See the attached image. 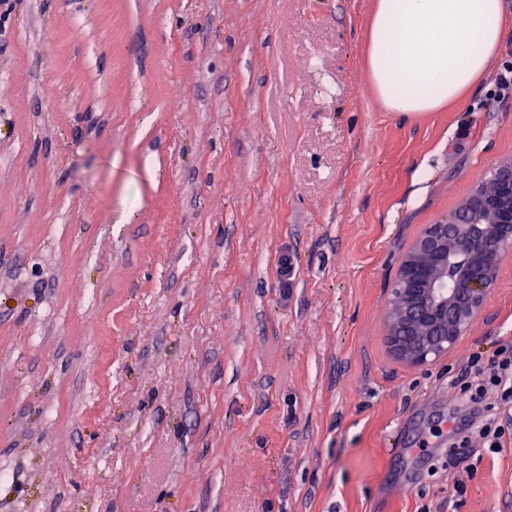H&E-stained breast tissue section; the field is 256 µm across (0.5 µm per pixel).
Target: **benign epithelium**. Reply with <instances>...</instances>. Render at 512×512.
<instances>
[{"instance_id":"benign-epithelium-1","label":"benign epithelium","mask_w":512,"mask_h":512,"mask_svg":"<svg viewBox=\"0 0 512 512\" xmlns=\"http://www.w3.org/2000/svg\"><path fill=\"white\" fill-rule=\"evenodd\" d=\"M512 246V160L444 222L429 224L400 265L388 343L413 367L450 352L483 312L503 251Z\"/></svg>"}]
</instances>
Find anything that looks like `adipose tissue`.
<instances>
[{"mask_svg":"<svg viewBox=\"0 0 512 512\" xmlns=\"http://www.w3.org/2000/svg\"><path fill=\"white\" fill-rule=\"evenodd\" d=\"M504 23L503 0H375L366 66L391 112H437L490 70Z\"/></svg>","mask_w":512,"mask_h":512,"instance_id":"1","label":"adipose tissue"}]
</instances>
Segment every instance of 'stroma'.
Wrapping results in <instances>:
<instances>
[{
	"label": "stroma",
	"instance_id": "1",
	"mask_svg": "<svg viewBox=\"0 0 512 512\" xmlns=\"http://www.w3.org/2000/svg\"><path fill=\"white\" fill-rule=\"evenodd\" d=\"M506 5L485 81L409 119L365 66L373 0H13L0 512H512V409L502 448L446 453L452 379L512 337V249L450 354L396 361L386 319L512 157Z\"/></svg>",
	"mask_w": 512,
	"mask_h": 512
}]
</instances>
